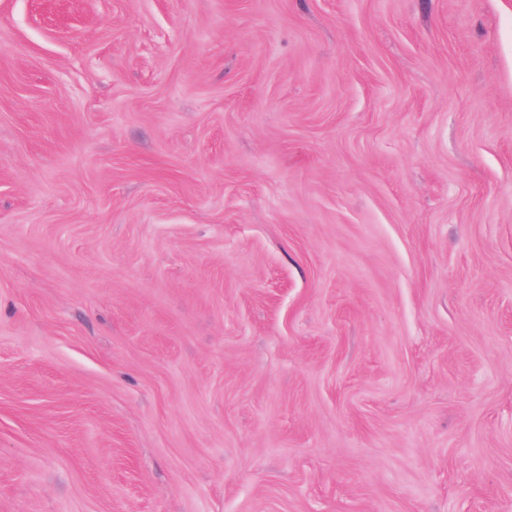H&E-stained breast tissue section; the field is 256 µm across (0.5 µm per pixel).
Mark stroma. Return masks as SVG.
<instances>
[{
    "mask_svg": "<svg viewBox=\"0 0 512 512\" xmlns=\"http://www.w3.org/2000/svg\"><path fill=\"white\" fill-rule=\"evenodd\" d=\"M0 512H512V0H0Z\"/></svg>",
    "mask_w": 512,
    "mask_h": 512,
    "instance_id": "obj_1",
    "label": "stroma"
}]
</instances>
